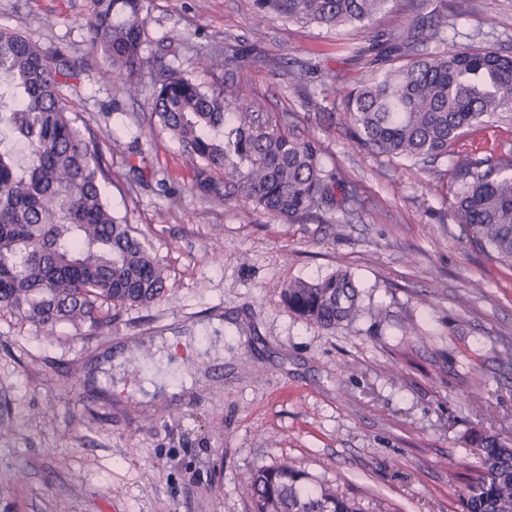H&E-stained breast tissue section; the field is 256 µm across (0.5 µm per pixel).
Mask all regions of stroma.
<instances>
[{"instance_id":"stroma-1","label":"stroma","mask_w":512,"mask_h":512,"mask_svg":"<svg viewBox=\"0 0 512 512\" xmlns=\"http://www.w3.org/2000/svg\"><path fill=\"white\" fill-rule=\"evenodd\" d=\"M390 0L372 28L326 30L254 0H146L136 92L82 72L62 92L98 137L113 212L144 230L167 290L101 330L54 338L0 315V512H252L244 476L290 459L312 488L363 512H461L449 460L483 461L476 434L512 439V268L470 244L452 214L450 159H388L348 136L344 92L373 69L374 33L408 34L432 10L442 54L512 55V0ZM93 0H0V25L47 51L85 54ZM232 49L260 119L315 138L360 199L285 223L188 187L177 144L149 120L155 82H201ZM350 271L361 312L325 330L288 308L289 281ZM179 335L171 347L155 337ZM204 382L186 386L192 371ZM178 388L139 406L149 380Z\"/></svg>"}]
</instances>
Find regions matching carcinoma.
Listing matches in <instances>:
<instances>
[{
  "mask_svg": "<svg viewBox=\"0 0 512 512\" xmlns=\"http://www.w3.org/2000/svg\"><path fill=\"white\" fill-rule=\"evenodd\" d=\"M390 0H254L265 14L304 19L328 30L369 26ZM86 53H50L27 35L0 27V312L40 327L47 336L69 323L99 329L112 310L148 306L164 296L165 271L144 234L115 216L103 184L110 171L96 138L76 123L61 94L64 80L100 58L102 77L137 89L144 63L145 0H94ZM440 33L419 18L411 43L375 40L392 65L344 95L357 143L389 158L451 156L452 203L471 244L512 267V149L457 155L469 129L512 108V56L470 47L410 56ZM241 57L207 55L200 68L224 70L203 84L178 70L162 74L150 117L158 119L191 167L188 186L222 203L243 198L283 222L328 205L338 178L321 162L314 138L301 140L263 124L235 85ZM27 150L19 160L14 147ZM288 308L325 329L360 313L351 275L292 280ZM484 463L467 477L463 512H512V442L477 438ZM288 461L261 466L247 478L254 512H362L356 501L322 487Z\"/></svg>",
  "mask_w": 512,
  "mask_h": 512,
  "instance_id": "cac0c4a2",
  "label": "carcinoma"
}]
</instances>
